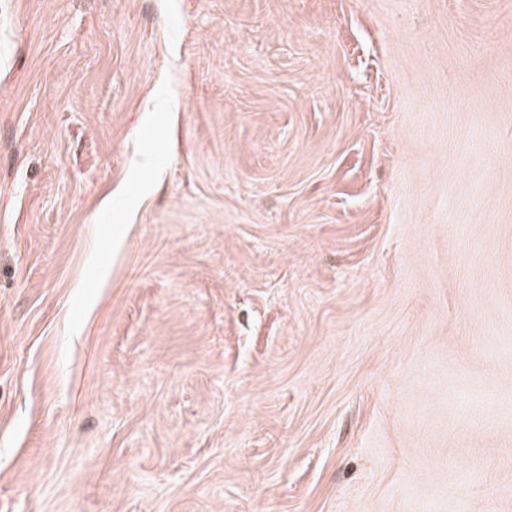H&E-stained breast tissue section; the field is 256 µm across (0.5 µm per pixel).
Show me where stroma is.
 <instances>
[{"label":"stroma","instance_id":"stroma-1","mask_svg":"<svg viewBox=\"0 0 512 512\" xmlns=\"http://www.w3.org/2000/svg\"><path fill=\"white\" fill-rule=\"evenodd\" d=\"M0 512H512V0H0Z\"/></svg>","mask_w":512,"mask_h":512}]
</instances>
